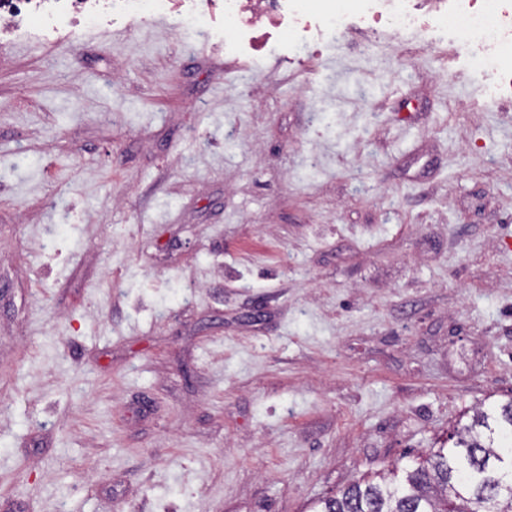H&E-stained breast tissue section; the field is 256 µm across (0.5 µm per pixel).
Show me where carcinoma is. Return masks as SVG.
<instances>
[{
  "label": "carcinoma",
  "instance_id": "obj_1",
  "mask_svg": "<svg viewBox=\"0 0 512 512\" xmlns=\"http://www.w3.org/2000/svg\"><path fill=\"white\" fill-rule=\"evenodd\" d=\"M512 400L478 411L450 448L351 482L320 498L313 512H512Z\"/></svg>",
  "mask_w": 512,
  "mask_h": 512
}]
</instances>
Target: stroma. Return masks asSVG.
Returning <instances> with one entry per match:
<instances>
[{
    "instance_id": "stroma-1",
    "label": "stroma",
    "mask_w": 512,
    "mask_h": 512,
    "mask_svg": "<svg viewBox=\"0 0 512 512\" xmlns=\"http://www.w3.org/2000/svg\"><path fill=\"white\" fill-rule=\"evenodd\" d=\"M213 29L0 44V512H312L512 398V100Z\"/></svg>"
}]
</instances>
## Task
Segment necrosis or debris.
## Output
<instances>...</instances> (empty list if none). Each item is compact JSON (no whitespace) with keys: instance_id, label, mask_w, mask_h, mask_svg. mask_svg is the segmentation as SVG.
Returning a JSON list of instances; mask_svg holds the SVG:
<instances>
[{"instance_id":"obj_1","label":"necrosis or debris","mask_w":512,"mask_h":512,"mask_svg":"<svg viewBox=\"0 0 512 512\" xmlns=\"http://www.w3.org/2000/svg\"><path fill=\"white\" fill-rule=\"evenodd\" d=\"M30 12L51 29L92 23L110 12L142 21L157 15H176L196 34L209 35L211 13L224 20V44L248 42L255 47L266 26H290L301 33L306 19L315 18L330 37L343 39L350 20L386 24L401 33L420 26L431 11L438 28L452 31L472 51V61L489 74L498 97L512 96V0H32Z\"/></svg>"}]
</instances>
